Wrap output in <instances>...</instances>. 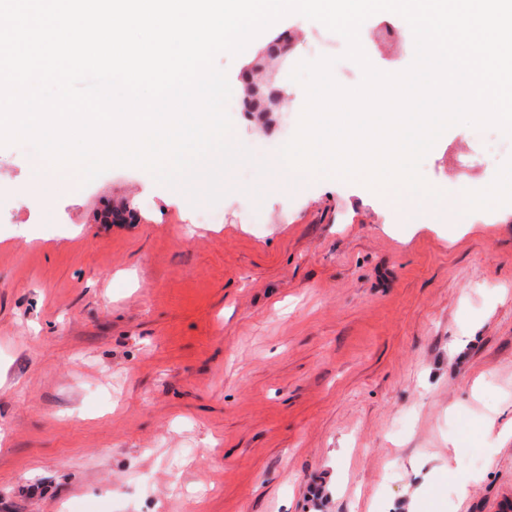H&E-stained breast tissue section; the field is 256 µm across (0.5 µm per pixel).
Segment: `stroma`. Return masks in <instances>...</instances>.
Listing matches in <instances>:
<instances>
[{"label":"stroma","instance_id":"stroma-1","mask_svg":"<svg viewBox=\"0 0 512 512\" xmlns=\"http://www.w3.org/2000/svg\"><path fill=\"white\" fill-rule=\"evenodd\" d=\"M312 25L216 64L242 83ZM231 119L254 159L213 206L137 167L26 205L38 157L0 147V512H512V207L392 223L354 181L272 195L298 113ZM462 139L512 169V138L454 126L421 166L452 198Z\"/></svg>","mask_w":512,"mask_h":512}]
</instances>
